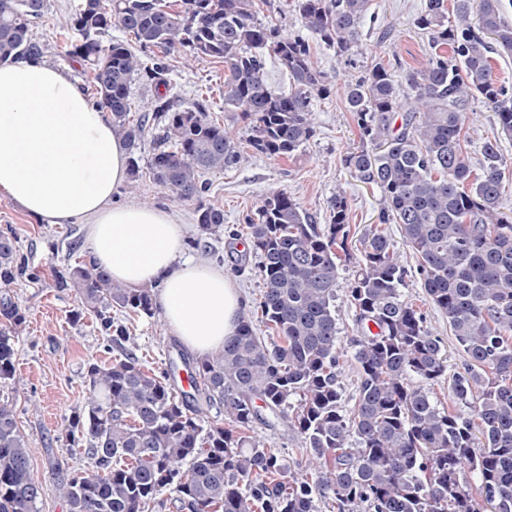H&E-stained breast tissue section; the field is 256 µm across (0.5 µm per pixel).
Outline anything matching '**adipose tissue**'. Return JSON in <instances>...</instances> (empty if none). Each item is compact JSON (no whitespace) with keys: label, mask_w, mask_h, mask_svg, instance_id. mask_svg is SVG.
Segmentation results:
<instances>
[{"label":"adipose tissue","mask_w":512,"mask_h":512,"mask_svg":"<svg viewBox=\"0 0 512 512\" xmlns=\"http://www.w3.org/2000/svg\"><path fill=\"white\" fill-rule=\"evenodd\" d=\"M127 154L109 112L38 58L0 63V192L45 224L88 226L92 258L130 288L158 285L160 315L182 343L214 355L236 330L241 296L222 269L183 253L186 230L160 207L116 205Z\"/></svg>","instance_id":"1"}]
</instances>
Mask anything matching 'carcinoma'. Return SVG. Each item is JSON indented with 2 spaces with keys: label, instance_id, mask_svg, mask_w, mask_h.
<instances>
[{
  "label": "carcinoma",
  "instance_id": "obj_1",
  "mask_svg": "<svg viewBox=\"0 0 512 512\" xmlns=\"http://www.w3.org/2000/svg\"><path fill=\"white\" fill-rule=\"evenodd\" d=\"M263 2L81 0L62 25L76 35L68 58L90 75L94 104L110 113L125 146L141 139L147 112L165 119L149 173L177 198L199 200L196 224L206 234L224 226V209L201 202L202 173L244 162L246 153L202 101L177 110L159 95L131 120L132 77L143 70L166 87L167 67L160 59L143 66L127 41L106 36L115 25L144 50L223 61L224 108L241 114L246 145L290 158L314 137L312 100L330 94L332 81L315 66L307 40L258 20ZM500 2L425 0L417 26L431 33V52L405 71V84L375 56L347 87L361 145L346 163L379 189V224L365 231L356 253L344 193L330 199L327 224L316 223L286 190L262 197L246 227L264 284L255 314L269 339L257 336L244 315L222 352L180 355L196 378L195 393L179 399L167 374L145 370L123 346L126 331L107 314L116 307L154 316L151 290L115 283L93 264L57 274L114 332L108 342L121 351L107 366H89L86 396L64 427L90 458L63 485L69 512H145L164 491L189 512H318L320 498L334 499L337 512H512V217L500 210L506 161L489 140L483 164L473 167L463 122L480 100L512 134V91L493 78L486 41L512 54V24ZM370 5L297 0L296 8L303 27L348 56L360 46ZM45 8L46 0H0V61L42 53L29 28ZM264 49L288 71V92L269 89ZM383 224L400 225L426 294L448 316L466 356L450 387L462 403L476 397L470 415L439 408L412 383L414 376L443 377L447 357L401 294L407 271ZM349 264L358 331L349 345L361 379L347 412L340 405L335 301L339 270ZM22 277L39 271L18 257L14 235L0 232L4 381L14 377L13 340L25 322L10 294ZM214 406L227 425L206 428L204 415ZM271 418L300 435L308 473L292 471L251 435L255 423ZM29 460L13 410L0 405V512H33L39 486ZM184 461L190 469L182 475Z\"/></svg>",
  "mask_w": 512,
  "mask_h": 512
}]
</instances>
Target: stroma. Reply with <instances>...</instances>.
<instances>
[{
    "mask_svg": "<svg viewBox=\"0 0 512 512\" xmlns=\"http://www.w3.org/2000/svg\"><path fill=\"white\" fill-rule=\"evenodd\" d=\"M79 0H47L42 18L30 28V37L40 44L42 59L62 69L80 87H87L83 67L66 56V41L60 26L72 14ZM425 0H371V8L360 26L361 43L366 51L347 59L335 48L312 40L313 60L333 81L332 92L314 98L312 112L314 138L288 160L255 154L244 163L220 171L204 173L208 184L206 201L224 209V230L210 235L200 248L187 247L190 257H202L220 265L243 295L247 309H254L263 293V282L254 263L238 262L240 236L245 218L253 214L265 194L284 189L319 224L329 221L328 202L336 191H344L350 222L357 231L377 224L380 212L379 190L360 182L346 164L347 155L360 144L359 132L345 107L348 84L365 75L371 64L369 47L389 63L395 80H403L406 67L419 66L429 52L430 34L416 24ZM168 96L178 108L198 100L206 101L210 118L224 125L235 144H244L247 130L237 113L224 108V65L210 57L185 64L181 52L169 54ZM464 130L469 144L471 165L482 159L486 141H497L512 172V136L505 135L494 112L481 102H472L464 114ZM113 203H140L169 210L184 224L191 237H198L195 202L177 199L150 177H142L136 188L121 185ZM0 231L13 232L19 256L40 271L38 280L19 279L11 293L25 315L22 331L14 339L15 376L0 381V404L12 408L18 425L32 450L30 471L40 487L34 512H68L60 486L82 472L89 459L83 445L70 441L60 431L64 418L78 407L87 390L90 365H107L116 352L109 349L98 317L81 310L73 289L58 287L56 271L89 262L91 251L87 228L82 222L42 224L30 218L8 197L0 193ZM391 238L407 276L402 288L406 301L420 312L424 327L441 341L447 356L449 374L426 387L439 407L453 404L448 377L461 371L463 353L452 335L448 318L425 293L415 255L407 248L398 225L390 224ZM115 325L125 326L136 346V354L146 370L164 372L175 351V337L161 316L147 317L112 310ZM254 438L272 449L292 471L305 470L306 452L297 433L283 423H258Z\"/></svg>",
    "mask_w": 512,
    "mask_h": 512,
    "instance_id": "1",
    "label": "stroma"
}]
</instances>
